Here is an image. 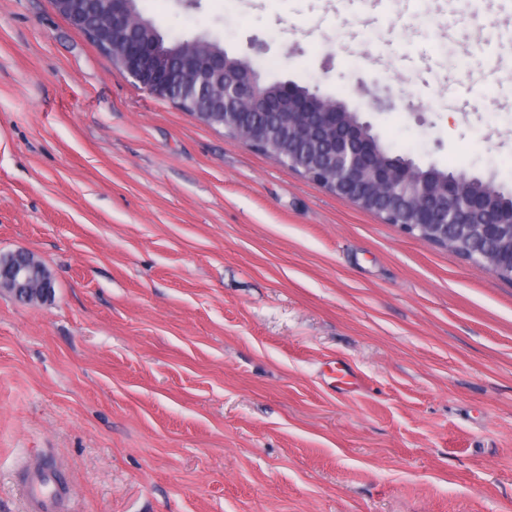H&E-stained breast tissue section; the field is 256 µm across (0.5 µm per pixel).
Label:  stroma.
<instances>
[{"instance_id": "1", "label": "stroma", "mask_w": 512, "mask_h": 512, "mask_svg": "<svg viewBox=\"0 0 512 512\" xmlns=\"http://www.w3.org/2000/svg\"><path fill=\"white\" fill-rule=\"evenodd\" d=\"M137 5L512 190V0ZM20 248L54 288L0 289V512H25L33 453L70 470L72 512H512V283L144 90L53 0H0Z\"/></svg>"}]
</instances>
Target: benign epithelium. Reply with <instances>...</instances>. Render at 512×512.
Listing matches in <instances>:
<instances>
[{"mask_svg": "<svg viewBox=\"0 0 512 512\" xmlns=\"http://www.w3.org/2000/svg\"><path fill=\"white\" fill-rule=\"evenodd\" d=\"M128 0H112V31L126 27L128 21ZM119 57L125 63V71L142 88L152 94L169 99L180 106L206 99V108L194 113L204 124L227 122L225 107L230 102L244 103L253 112H275L280 116L277 139L289 142L294 128L307 124L313 133L328 134L326 157L335 165L338 177L333 193L355 201L363 208L380 211L385 223L395 218H405L424 202L425 213L435 218L432 225L401 222L399 228L407 235L426 240L448 238L446 225L454 224L464 236L483 233L493 237L497 232L495 224H474L473 212L482 207L480 194L462 196V182L467 174L459 172L448 178L444 186L433 188L424 183L418 186L408 184L402 170L384 173L377 166L379 148L376 142L360 135L359 125L347 118L344 108H321L316 105L318 89L306 98L291 99L288 103L266 96L253 66L248 65L236 79L221 82L224 78V60L214 59L204 66L199 59L186 53L180 67L182 79L171 91L168 68L163 54L137 42H127L119 50ZM302 173L320 186H325V166L315 160H305ZM10 270H5L4 265ZM6 264L0 263V283L15 297L41 301L51 294V277L36 267L33 253L18 249L9 254Z\"/></svg>", "mask_w": 512, "mask_h": 512, "instance_id": "benign-epithelium-1", "label": "benign epithelium"}]
</instances>
